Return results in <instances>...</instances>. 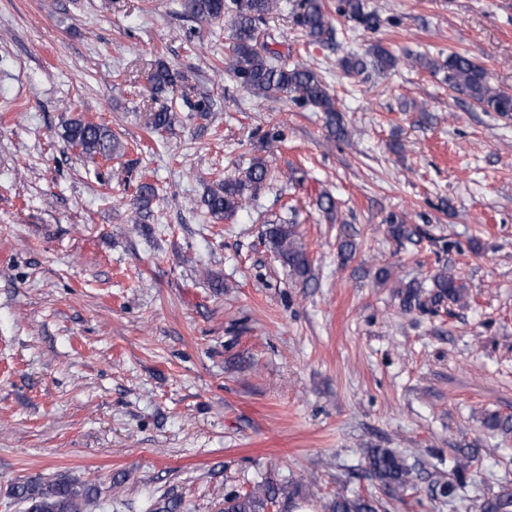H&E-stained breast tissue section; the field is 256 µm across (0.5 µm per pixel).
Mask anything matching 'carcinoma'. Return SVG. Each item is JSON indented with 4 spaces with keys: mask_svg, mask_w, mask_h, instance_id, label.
<instances>
[{
    "mask_svg": "<svg viewBox=\"0 0 512 512\" xmlns=\"http://www.w3.org/2000/svg\"><path fill=\"white\" fill-rule=\"evenodd\" d=\"M188 16L200 21L230 17L231 71L240 84L253 94L271 98L287 93L291 99L313 107L325 114L328 135L334 140H346L351 131L336 108V100L324 82L311 69L295 65L288 67L281 57L258 44L261 25L277 10V0H180ZM336 13L355 27L374 33L381 26L380 16L367 9L365 0H338ZM305 34L315 40H325L334 34L330 27L324 0H300L297 18ZM416 65L432 72L444 71L448 82L470 97L486 112L512 115V95L491 85L485 69L464 53L453 52L443 62L427 56L415 59ZM398 58L381 43L374 42L363 54L349 53L340 65L348 74H360L371 68L387 73L397 67ZM181 75L166 64H160L151 75L154 97L175 92ZM175 122V111L163 106L149 113L148 127L153 131L167 130ZM62 137L89 159H109L124 149L108 127L76 117L67 122ZM269 177L265 159L255 157L244 175L223 178L206 189L201 203L207 213L219 219L234 215L246 203L249 187ZM155 197L154 186H138L137 210L148 209ZM389 235L398 242H412L420 230L392 216L388 220ZM270 248L298 279H310L311 267L304 246L296 239L291 224H271L265 232ZM467 286L460 276L446 268L432 278L430 302L439 306L445 302L458 303L464 299ZM370 474L388 488L406 489L411 482L410 472L402 461L386 448H375L369 455ZM15 494L26 503V512H86L88 492L65 478H36L16 486ZM280 489L269 484L258 485L249 493H230L224 497L223 512H267L277 502ZM328 512H376L372 500L364 497H336L327 505ZM484 512H512V490L495 495L484 506Z\"/></svg>",
    "mask_w": 512,
    "mask_h": 512,
    "instance_id": "carcinoma-1",
    "label": "carcinoma"
}]
</instances>
